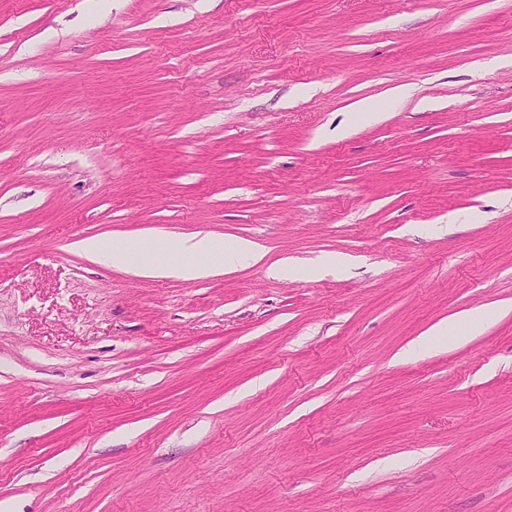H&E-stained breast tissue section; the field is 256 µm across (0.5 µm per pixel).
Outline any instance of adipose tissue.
I'll use <instances>...</instances> for the list:
<instances>
[{
  "mask_svg": "<svg viewBox=\"0 0 512 512\" xmlns=\"http://www.w3.org/2000/svg\"><path fill=\"white\" fill-rule=\"evenodd\" d=\"M78 249L89 259L105 261L120 266L127 264L131 251L146 254L138 271L151 277H175L193 280L213 274L217 269L233 266L243 261L261 262L263 252L255 243L240 239L231 245L209 234H192L178 237H150L137 246L120 245L109 247L102 239L90 237L77 244ZM164 249L168 257L163 261L153 260L152 252Z\"/></svg>",
  "mask_w": 512,
  "mask_h": 512,
  "instance_id": "obj_1",
  "label": "adipose tissue"
}]
</instances>
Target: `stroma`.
Masks as SVG:
<instances>
[{"label":"stroma","mask_w":512,"mask_h":512,"mask_svg":"<svg viewBox=\"0 0 512 512\" xmlns=\"http://www.w3.org/2000/svg\"><path fill=\"white\" fill-rule=\"evenodd\" d=\"M0 512H512V0H0ZM77 248L93 261H112L113 266L126 265L130 253H153L164 249L168 259L142 261L138 272L151 277H175L193 280L213 274L219 268L231 267L242 261L261 262L263 252L255 243L239 239L224 248V242L211 234H192L178 237H150L135 245H109L97 237L79 241Z\"/></svg>","instance_id":"35a3bbf8"}]
</instances>
